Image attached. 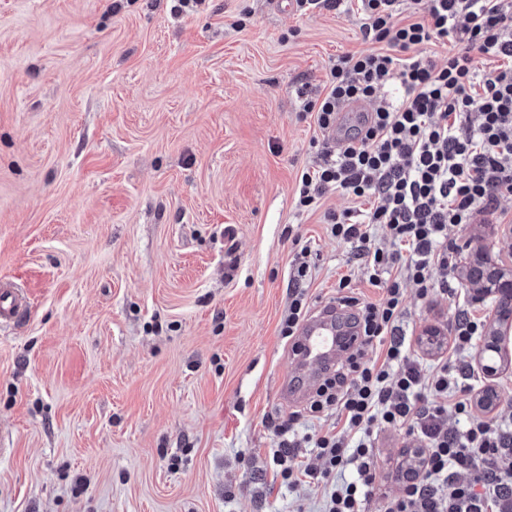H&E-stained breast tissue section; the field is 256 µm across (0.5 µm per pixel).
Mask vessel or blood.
Listing matches in <instances>:
<instances>
[{"mask_svg":"<svg viewBox=\"0 0 512 512\" xmlns=\"http://www.w3.org/2000/svg\"><path fill=\"white\" fill-rule=\"evenodd\" d=\"M371 113L363 102L346 103L328 130V137L340 140L353 126L367 124ZM27 306L28 299L21 288L9 281L0 283V323L20 319ZM358 342L357 330L348 326L336 304L318 306L297 330L292 364L279 381L280 392L295 402L306 400L316 391L318 381L324 380L337 360Z\"/></svg>","mask_w":512,"mask_h":512,"instance_id":"vessel-or-blood-1","label":"vessel or blood"}]
</instances>
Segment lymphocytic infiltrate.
I'll return each instance as SVG.
<instances>
[{"instance_id": "f902f5d3", "label": "lymphocytic infiltrate", "mask_w": 512, "mask_h": 512, "mask_svg": "<svg viewBox=\"0 0 512 512\" xmlns=\"http://www.w3.org/2000/svg\"><path fill=\"white\" fill-rule=\"evenodd\" d=\"M405 1L358 0L366 38L387 51L337 56L319 95L301 100L323 132L344 102L374 105L370 122L342 145L321 143L299 176L295 206L320 209L331 191L351 200L324 219L331 236L353 244L364 280L382 297H341L357 313L360 342L304 410L268 419L269 456L283 484L321 490L322 512H366L380 476L378 439L402 431L413 463L383 512H512V424L474 415V368L460 360L484 321L459 312L449 355L430 361L412 352L400 325L406 284L424 298L447 291L455 230L481 213L506 217L499 200L512 195V0H409L408 22ZM437 42L448 48L442 65L419 51ZM480 56L497 66L479 70ZM310 257L301 247L289 268L280 323L287 340L311 312ZM329 411L340 429L311 427ZM306 449L315 464L302 461Z\"/></svg>"}]
</instances>
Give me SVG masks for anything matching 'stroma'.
<instances>
[{
  "label": "stroma",
  "instance_id": "obj_1",
  "mask_svg": "<svg viewBox=\"0 0 512 512\" xmlns=\"http://www.w3.org/2000/svg\"><path fill=\"white\" fill-rule=\"evenodd\" d=\"M0 0V279L29 308L0 325V512H321L268 457L288 269L310 246L314 304L336 300L352 247L298 213L321 133L302 88L373 49L356 9L272 0ZM461 241L512 269V228ZM447 293L406 290L404 329L448 326ZM400 432L381 437L400 491Z\"/></svg>",
  "mask_w": 512,
  "mask_h": 512
}]
</instances>
